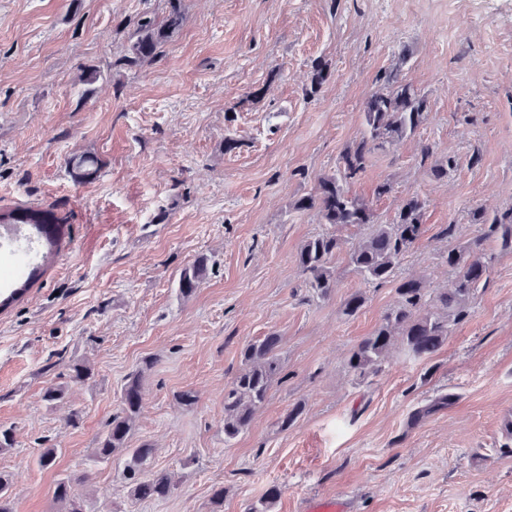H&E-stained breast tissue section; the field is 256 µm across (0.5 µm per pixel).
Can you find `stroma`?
<instances>
[{"label": "stroma", "instance_id": "obj_1", "mask_svg": "<svg viewBox=\"0 0 512 512\" xmlns=\"http://www.w3.org/2000/svg\"><path fill=\"white\" fill-rule=\"evenodd\" d=\"M168 8L0 0V209L66 219L53 263L0 313V426L14 436L0 471L14 512H58L62 478L85 512H213L218 489L222 512H302L328 495L351 512H512V252L487 243V281L433 357L393 352L360 382L348 358L393 306L395 285L349 270L348 248L371 231L350 226L336 231V288L317 298L295 256L326 227L291 208L359 141L366 98L400 69L427 119L373 152L349 189L381 224L406 198L424 199L397 275L423 278L430 294L452 287L449 249L483 232L471 211H512V0H182L186 21L157 58L125 65L137 20ZM319 60L332 76L310 96ZM91 68L101 77L87 85ZM228 138L238 149L225 151ZM81 154L97 157L96 176H73L68 160ZM448 157L453 168L435 180ZM383 182L392 191L380 198ZM202 256L207 275L181 298L179 273ZM355 292L366 303L349 319L341 305ZM270 332L282 369L248 427L225 440L224 389L242 348ZM78 361L90 380L70 381ZM139 369L130 444L152 445L151 470L175 481L160 502L129 494L123 458L92 457ZM55 384L68 391L51 405ZM185 389L195 406L176 404ZM448 393L452 405L411 423ZM298 404L301 417L282 428ZM44 448L57 451L52 467L38 463Z\"/></svg>", "mask_w": 512, "mask_h": 512}]
</instances>
